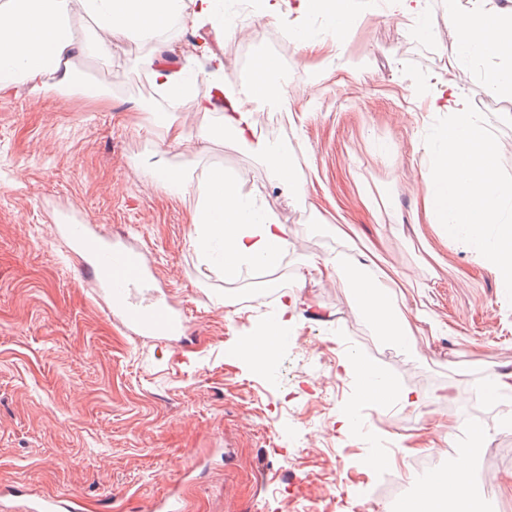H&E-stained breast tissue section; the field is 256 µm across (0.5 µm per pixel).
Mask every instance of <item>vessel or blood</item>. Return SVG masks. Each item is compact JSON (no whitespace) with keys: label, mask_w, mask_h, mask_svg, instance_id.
<instances>
[{"label":"vessel or blood","mask_w":512,"mask_h":512,"mask_svg":"<svg viewBox=\"0 0 512 512\" xmlns=\"http://www.w3.org/2000/svg\"><path fill=\"white\" fill-rule=\"evenodd\" d=\"M61 232L85 258L84 273L107 297L112 315L136 336L179 335L184 324L181 309L167 301L143 307L132 298L152 272L142 248L128 240H117L88 224H64Z\"/></svg>","instance_id":"b4317fda"}]
</instances>
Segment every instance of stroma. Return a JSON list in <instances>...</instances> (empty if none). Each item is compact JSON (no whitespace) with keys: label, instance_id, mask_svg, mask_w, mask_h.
<instances>
[{"label":"stroma","instance_id":"1","mask_svg":"<svg viewBox=\"0 0 512 512\" xmlns=\"http://www.w3.org/2000/svg\"><path fill=\"white\" fill-rule=\"evenodd\" d=\"M295 0H254V13L228 35L202 26L169 27L170 62L224 61L240 85L250 41L283 37L278 61L299 71L287 92L292 116L278 143L307 179L293 199L265 164L231 137L195 140L209 114L174 109L138 79L151 44L117 38L111 59H75L79 81L106 92L0 98V490L8 504L41 497L79 499L84 512H152L180 495L187 512H361L385 475L375 454L394 456V473L416 491L424 481L404 449L435 440L439 467L456 462L468 427L488 428L492 455L480 456L474 487L486 512H512V422L483 384L512 371V292L502 291L479 242L446 239L421 210L437 133L448 115L433 99L448 81L463 88L477 122L498 145L499 175L512 181V108L489 96L491 58L450 68L448 0H423L430 34L409 27L383 0H357L356 18L332 41L326 18L300 19ZM183 122L188 141H161L154 119ZM194 161L245 176L288 230L275 283L253 269L233 281L202 262L191 240L194 195L159 184L164 163ZM92 224L141 246L186 316L181 344L127 332L85 279L83 261L56 228ZM351 224L359 238H340ZM377 248L397 272L396 295L447 325L417 333V354L376 335L351 308L342 282L319 278L307 256L359 260ZM296 290L288 333L268 371L238 354ZM371 360L412 407L362 398L340 368L346 356ZM460 401L444 402L447 392ZM349 423H342V414ZM359 493L338 503L345 477Z\"/></svg>","mask_w":512,"mask_h":512}]
</instances>
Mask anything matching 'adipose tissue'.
<instances>
[{
	"label": "adipose tissue",
	"instance_id": "adipose-tissue-1",
	"mask_svg": "<svg viewBox=\"0 0 512 512\" xmlns=\"http://www.w3.org/2000/svg\"><path fill=\"white\" fill-rule=\"evenodd\" d=\"M78 8L94 21L99 32L96 47L103 58L112 56L113 37L153 41L149 77L174 102L180 101L186 90L181 70L165 61L161 34L172 24L225 27L218 0H0V98L20 85L34 95L76 89L74 60L86 50L71 25ZM295 10L303 18L328 17L331 35L336 38L354 18V0H297ZM448 26L455 35L452 64L468 56L498 58V66L484 70L483 82L492 93L512 95V0H469L468 6L449 11ZM277 67L271 56L254 61V75L240 86L222 129L267 165L278 188L301 197L305 182L297 178L288 154L280 144L257 135L251 120L255 105L272 97L267 78ZM436 99V110L447 112L451 121L441 135L443 146L432 161L423 212L445 234L457 238L495 225L496 235L484 260L495 270L500 286L511 289L512 216L505 214L503 205L512 200V185L495 175L497 144L477 124L456 84H446ZM156 179L169 193H197L192 221L201 231L193 246L202 256L220 249L225 277H237L247 266L276 267L287 252L284 225L271 210L251 206L258 191L244 177L229 176L223 168L214 167L198 179L189 166L166 164L158 168ZM306 264L322 277L342 279L357 315L382 337L415 350L422 317L395 300L389 289L393 269L376 258L350 263L337 257H310ZM296 301V294L284 293L272 323L247 340L253 363H262L274 352ZM472 435L460 461L435 480L423 483L399 512H444L449 502L458 505L459 512H478L471 495L472 464L483 450L484 432L476 428Z\"/></svg>",
	"mask_w": 512,
	"mask_h": 512
}]
</instances>
